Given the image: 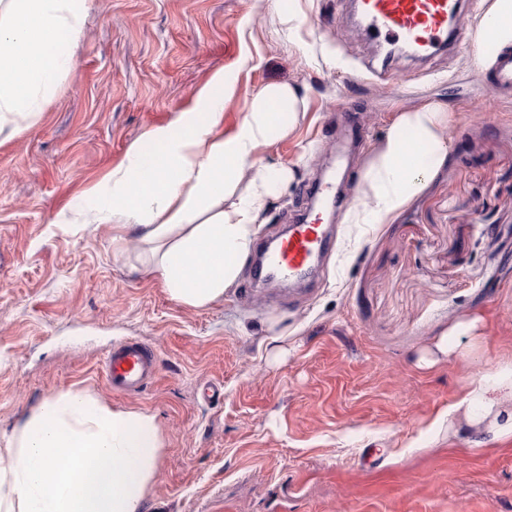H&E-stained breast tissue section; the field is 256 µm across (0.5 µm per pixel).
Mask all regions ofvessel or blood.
Here are the masks:
<instances>
[{
	"instance_id": "b4317fda",
	"label": "vessel or blood",
	"mask_w": 512,
	"mask_h": 512,
	"mask_svg": "<svg viewBox=\"0 0 512 512\" xmlns=\"http://www.w3.org/2000/svg\"><path fill=\"white\" fill-rule=\"evenodd\" d=\"M459 6L460 0H354L355 14L369 36L403 44L422 57L447 48L453 38L448 16ZM486 48L494 58L493 88L512 90V52L491 42ZM334 247L319 215H309L291 225L287 236L274 247L262 251V273L276 280H300L312 271L319 255ZM156 372L154 350L140 341L117 343L107 356L106 382L116 392H140Z\"/></svg>"
}]
</instances>
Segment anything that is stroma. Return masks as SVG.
Wrapping results in <instances>:
<instances>
[{"instance_id":"stroma-1","label":"stroma","mask_w":512,"mask_h":512,"mask_svg":"<svg viewBox=\"0 0 512 512\" xmlns=\"http://www.w3.org/2000/svg\"><path fill=\"white\" fill-rule=\"evenodd\" d=\"M347 0H91L72 64L37 121L0 139V452L52 397L72 391L154 416L161 456L145 512H512V449L453 435L441 416L461 382L512 355V94L494 93L477 40L396 56L388 79ZM223 73L225 133L265 85L299 97L290 135L261 149L295 177L268 199L260 238L305 210L321 166L344 162L336 248L313 286H255L172 300L134 236L94 217L89 190L127 165L147 132L195 118ZM451 112L449 152L392 223H345L364 167L398 112ZM485 321V347L426 366L456 324ZM150 344L158 372L113 392L112 345Z\"/></svg>"}]
</instances>
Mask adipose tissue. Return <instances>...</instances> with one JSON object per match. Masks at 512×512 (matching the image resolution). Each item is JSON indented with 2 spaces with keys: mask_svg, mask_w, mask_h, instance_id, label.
Listing matches in <instances>:
<instances>
[{
  "mask_svg": "<svg viewBox=\"0 0 512 512\" xmlns=\"http://www.w3.org/2000/svg\"><path fill=\"white\" fill-rule=\"evenodd\" d=\"M87 13V0H0V135L19 136L37 119L71 64L64 45L80 38ZM478 36L512 44V0H488ZM198 99L200 119L180 113L148 132L154 151L133 150L95 197L98 222L120 220L143 246L140 263L160 275L172 299L194 308L235 286L265 200L292 179L289 168L262 165L258 151L291 133L294 121L279 107L298 104L288 84L266 85L227 135L219 129L223 97L203 90ZM450 123L433 104L400 112L364 170L346 223L369 231L390 223L444 163ZM247 171L249 193L227 203ZM448 423L480 445L512 441V357L464 384ZM160 448L151 415L115 412L79 393L47 399L0 455V512H144Z\"/></svg>",
  "mask_w": 512,
  "mask_h": 512,
  "instance_id": "obj_1",
  "label": "adipose tissue"
}]
</instances>
